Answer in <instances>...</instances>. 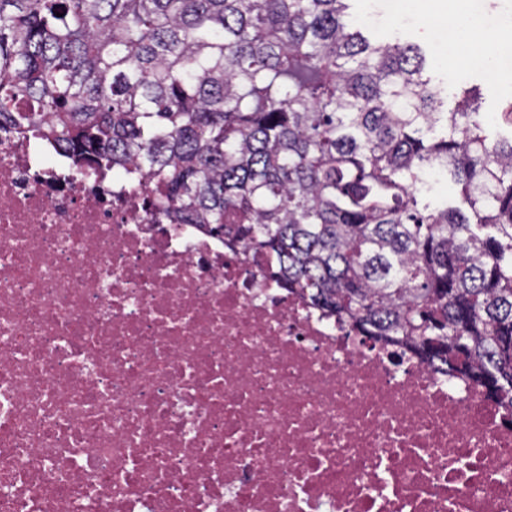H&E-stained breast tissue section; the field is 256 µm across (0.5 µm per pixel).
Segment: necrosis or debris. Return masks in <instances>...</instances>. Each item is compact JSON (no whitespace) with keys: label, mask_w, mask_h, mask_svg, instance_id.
<instances>
[{"label":"necrosis or debris","mask_w":512,"mask_h":512,"mask_svg":"<svg viewBox=\"0 0 512 512\" xmlns=\"http://www.w3.org/2000/svg\"><path fill=\"white\" fill-rule=\"evenodd\" d=\"M0 512H512V411L4 133Z\"/></svg>","instance_id":"necrosis-or-debris-1"}]
</instances>
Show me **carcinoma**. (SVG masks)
Wrapping results in <instances>:
<instances>
[{
    "mask_svg": "<svg viewBox=\"0 0 512 512\" xmlns=\"http://www.w3.org/2000/svg\"><path fill=\"white\" fill-rule=\"evenodd\" d=\"M349 0H0V132L145 179L362 341L512 409V137ZM437 169L468 211L429 200Z\"/></svg>",
    "mask_w": 512,
    "mask_h": 512,
    "instance_id": "obj_1",
    "label": "carcinoma"
}]
</instances>
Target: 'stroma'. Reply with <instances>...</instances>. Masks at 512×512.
I'll list each match as a JSON object with an SVG mask.
<instances>
[{
	"mask_svg": "<svg viewBox=\"0 0 512 512\" xmlns=\"http://www.w3.org/2000/svg\"><path fill=\"white\" fill-rule=\"evenodd\" d=\"M354 20L367 21L373 35L419 45L431 61L429 74L456 104L465 88L479 93L482 107L491 117L486 128L490 139L512 135V128L497 121L502 107L512 101V0H353ZM479 18L489 40H473L468 60L457 59L448 42L449 17ZM497 64L499 75L489 78L487 67Z\"/></svg>",
	"mask_w": 512,
	"mask_h": 512,
	"instance_id": "stroma-1",
	"label": "stroma"
}]
</instances>
